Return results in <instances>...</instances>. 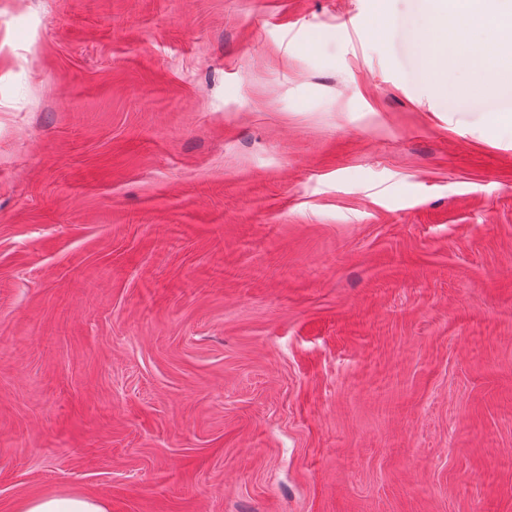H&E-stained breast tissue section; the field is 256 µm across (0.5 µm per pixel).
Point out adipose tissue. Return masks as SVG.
Wrapping results in <instances>:
<instances>
[{
    "label": "adipose tissue",
    "mask_w": 512,
    "mask_h": 512,
    "mask_svg": "<svg viewBox=\"0 0 512 512\" xmlns=\"http://www.w3.org/2000/svg\"><path fill=\"white\" fill-rule=\"evenodd\" d=\"M500 16L512 22V0H503L496 12L472 10L462 20L452 15L443 22L438 16H426L413 43L422 63L423 74L429 75L438 71L439 60L446 55L449 41L465 39L470 29L484 28L492 33L493 40L475 44L472 55L483 64L485 71L498 74L499 79L495 84L498 95L512 97V77L499 73L503 64L512 61V26L501 29L496 23ZM15 512H109V506L104 499L83 493L66 496L45 494L21 500Z\"/></svg>",
    "instance_id": "obj_1"
}]
</instances>
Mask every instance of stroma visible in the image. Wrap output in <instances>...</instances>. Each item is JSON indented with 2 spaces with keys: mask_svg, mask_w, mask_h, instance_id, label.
I'll use <instances>...</instances> for the list:
<instances>
[{
  "mask_svg": "<svg viewBox=\"0 0 512 512\" xmlns=\"http://www.w3.org/2000/svg\"><path fill=\"white\" fill-rule=\"evenodd\" d=\"M431 7L0 0V512H512V124ZM15 512H109V506L104 499L83 493L45 494L21 500Z\"/></svg>",
  "mask_w": 512,
  "mask_h": 512,
  "instance_id": "obj_1",
  "label": "stroma"
}]
</instances>
